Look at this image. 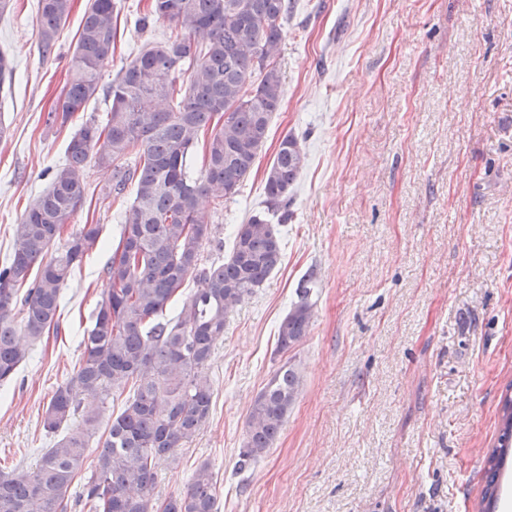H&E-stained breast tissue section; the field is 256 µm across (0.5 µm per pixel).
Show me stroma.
<instances>
[{"label":"stroma","instance_id":"1","mask_svg":"<svg viewBox=\"0 0 512 512\" xmlns=\"http://www.w3.org/2000/svg\"><path fill=\"white\" fill-rule=\"evenodd\" d=\"M120 61L170 25L134 24L124 0ZM88 0H73L56 54L38 51V0L0 15L15 66L0 95V262L46 170L65 155L92 99L65 127L47 124L61 95ZM279 63L284 98L240 191L208 200L221 260L236 225L265 207V174L294 135L307 161L283 231V261L230 313L209 364V419L176 461L159 460L155 494L183 492L201 463L218 512H478L484 456L497 442L512 382V0H294ZM77 224L103 227L62 292L59 335L27 343L0 387V471L33 467L55 442L41 416L75 372L121 204L112 171L88 164ZM315 288L310 335L296 348L301 385L284 429L239 469L252 398L285 361L277 329L303 276Z\"/></svg>","mask_w":512,"mask_h":512}]
</instances>
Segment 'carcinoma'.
<instances>
[{"label": "carcinoma", "instance_id": "1", "mask_svg": "<svg viewBox=\"0 0 512 512\" xmlns=\"http://www.w3.org/2000/svg\"><path fill=\"white\" fill-rule=\"evenodd\" d=\"M72 0H38V46L55 50V36ZM293 0H151L136 25L158 20L171 35L121 65L108 87L107 120L90 116L69 139L63 163L47 170L50 184L15 225L10 257L0 265V386L25 360L17 340L36 342L59 329L62 290L73 270L101 242L103 226H67L86 196L89 160L112 169L104 198L135 194L121 213L119 244L107 265L96 316L76 373L53 392L42 414L46 432L58 434L35 468L0 472V512H68L72 500L88 512H218L216 479L208 464L195 470L187 490L157 503L156 461L177 458L206 424L212 404L209 362L224 337L229 313L262 287L281 265L279 225L288 214L305 155L291 134L281 140L266 172V210L237 225L233 247L207 261L203 242L211 228L203 197L237 194L267 139L269 121L284 96L279 66L283 23ZM117 0H90L70 59L72 77L50 112L65 125L95 97L117 43ZM202 145L204 169L189 173ZM196 285L180 313L166 310L186 281ZM312 278L296 288L297 301L282 319L277 348L291 352L313 320ZM301 384L289 357L252 399L241 452L243 465L273 447ZM105 401L129 391L98 446L90 475L77 495L71 486L97 433L96 407H81L75 391ZM78 425H71L74 419ZM512 454V397L502 400L499 447L486 458L483 512H495L498 477Z\"/></svg>", "mask_w": 512, "mask_h": 512}]
</instances>
